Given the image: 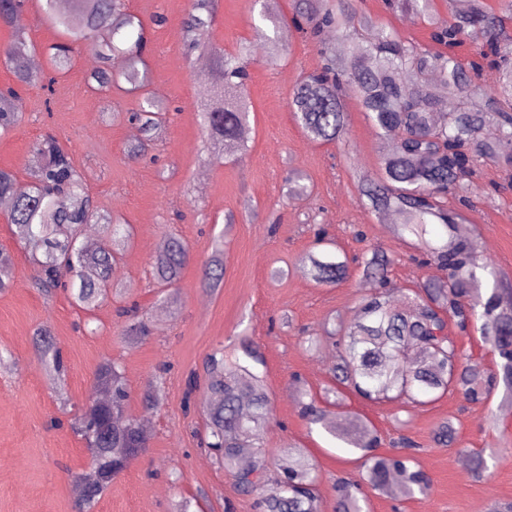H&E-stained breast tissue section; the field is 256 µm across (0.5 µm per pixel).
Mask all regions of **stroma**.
I'll list each match as a JSON object with an SVG mask.
<instances>
[{
  "mask_svg": "<svg viewBox=\"0 0 512 512\" xmlns=\"http://www.w3.org/2000/svg\"><path fill=\"white\" fill-rule=\"evenodd\" d=\"M191 6L192 0H126L127 10L145 27L148 93L168 111L145 156L134 162L126 157L134 142L129 114L137 98L94 92L85 50L75 53L52 91L19 88L24 119L0 136V169L23 180L33 143L45 132L55 133L98 207L132 229L117 272L119 294L87 311L64 290L48 294L37 288L32 261L12 234L9 211L0 208V249L14 262L11 286L0 292V512H74L73 488L87 471L90 454L72 424L90 401L95 371L106 359L123 366L126 412L148 422L150 445L113 481L96 512H174L183 499L190 512H258L256 496L239 493L205 449V386L188 385L190 375H203L216 347L232 352L243 337L262 354L257 371L272 400L273 418L259 431L261 445L304 449L318 474L320 512H335L334 487L341 478L357 476L359 453L303 419L297 392L323 400L333 384L335 354L324 339V325L334 318L352 322L373 283L354 264L339 285L315 283L302 270L303 256L315 248L313 228L324 225L332 252L340 255L352 258L376 247L393 252L394 291L416 288L438 274L436 266L414 260L413 240H397L392 225L361 194L357 171L378 173L389 145L356 95L346 99L348 133L336 142L308 138L290 111L289 90L320 64L316 41L291 23V0L268 2L282 20L283 52L275 63L257 60L248 67L251 109L244 151L233 156L213 150L199 112L217 86L212 69L200 67L205 53L187 46L184 21ZM356 13L402 41L432 45L427 22L388 11L384 0H357ZM21 18L39 68L47 70L45 50L63 36L43 13L41 0H28ZM259 20L252 0H216L209 39L225 52L244 53L254 43ZM292 169L304 175L309 196L287 198L285 179ZM505 176L492 163L479 170L481 192L466 213V236L503 280L512 282V189H503ZM173 233L191 251L174 287V306L164 302L153 265ZM217 235L224 238V286L211 293L201 288L200 276ZM133 302L153 326L152 335L138 341L122 336L116 315L118 306ZM285 316L291 326L282 325ZM41 327L50 330L67 366L62 380L45 372L34 349ZM312 337L317 347L309 346ZM164 363L170 370L157 405L145 409L143 396ZM505 403L499 393L471 403L455 390L424 406L374 403L346 391L329 417L339 424L345 412L361 414L376 428L384 452L400 436L411 437L416 461L431 479L425 496H371L370 512H488L492 504L512 502V455L493 453L512 443V413L503 412ZM443 422L455 430L453 447L434 441ZM461 448L487 451L484 479L457 468Z\"/></svg>",
  "mask_w": 512,
  "mask_h": 512,
  "instance_id": "obj_1",
  "label": "stroma"
}]
</instances>
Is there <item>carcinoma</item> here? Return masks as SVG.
<instances>
[{
    "instance_id": "carcinoma-1",
    "label": "carcinoma",
    "mask_w": 512,
    "mask_h": 512,
    "mask_svg": "<svg viewBox=\"0 0 512 512\" xmlns=\"http://www.w3.org/2000/svg\"><path fill=\"white\" fill-rule=\"evenodd\" d=\"M394 13L413 12L433 26L432 40L445 51L434 52L405 43L371 19L361 20L360 37L346 57L338 58L325 42V33L346 35L353 17L351 0H293L292 23L303 35L321 44L322 66L299 81L289 95V108L297 123L312 140L333 142L347 133L344 97L357 94L361 105L384 137L395 139L380 160L376 177L359 175L362 195L376 212L395 211L401 220L397 236L418 240L419 248L443 275L410 289L393 300L386 289L388 272L395 262L386 250L375 248L361 257L358 266L369 279L380 284L361 297L350 324L333 323L326 338L336 348L331 368L334 380L361 397L380 402L407 400L424 405V398L452 388L465 399H489L501 388L512 395V288H501L497 271L479 262L475 245L454 236L456 225L467 217L450 209L444 196L452 190L465 206L478 194L474 180L484 162L512 168V38L505 34L512 22V0H501L499 12H489L483 0H463L465 7L438 20L432 0H386ZM26 0H0V23L10 25L23 11ZM46 12L63 31L65 40L53 45L49 63L56 72L68 71L76 50L84 49L98 59L89 83L101 89L131 90L146 87V38L141 19L128 12L124 0H71V9L60 11L56 0H45ZM212 0H195L185 22L193 47L209 53L215 65V80L221 95L201 109L208 136L224 150L235 153L243 147L240 131L250 112L246 91L247 61L224 52L200 36L211 27ZM263 59L282 53L276 37L256 27ZM477 47L478 60L463 64L456 49L466 43ZM29 49L26 32L18 29L12 41L0 48V59L8 62ZM499 74L494 90L478 82L484 69ZM16 83L31 86L55 77L43 72L17 70ZM443 83L448 96L457 99L456 109L445 112L434 99L431 82ZM23 120L19 94L9 88L0 92V135L12 131ZM129 120L139 125L140 140L127 150L132 159L151 147L162 112L149 94H143ZM493 123L497 136H483ZM36 165L29 180L0 169V197L11 201L9 221L18 243L36 266L37 284L47 291L63 278L80 307L91 310L108 299L116 284V271L128 236L123 225L93 206L84 188L83 176L52 133L44 134L31 149ZM87 224H98L112 237V249L90 251L81 241ZM440 225L448 240L434 245L428 227ZM190 259V247L178 237H169L154 261L158 281L172 287ZM310 274L320 285L342 280L349 265L327 252L303 257ZM12 256L0 250V290L11 285ZM493 279L487 293L480 288L482 275ZM224 283L223 245L215 244L202 267L200 284L216 291ZM123 335L146 338L149 323L135 308L121 309ZM464 331L480 324L484 342L501 362L494 371L482 362L465 357L457 343L445 334L448 322ZM35 346L41 361L56 375L64 372L58 350L48 329L36 332ZM242 356H228L217 349L207 363L208 397L203 409L208 421V448L233 477L239 491L248 495L261 490L268 463L275 452L256 441V431L269 422L271 399L254 365L262 359L250 343L242 342ZM94 389L101 397L90 401L78 420L77 433L91 451V466L79 477L78 512L95 509L112 481L149 447L139 421L126 414L127 388L123 368L110 360L100 363ZM303 416L322 425L331 435L362 452L359 477L342 480L336 494V512H363L370 494H386L398 481L402 494L425 495L429 476L410 453L414 443L401 438L406 451L381 453L375 428L360 417L349 418L351 430L336 428L326 411L315 404L303 406ZM316 470L301 448H291L284 460L275 491L259 498L261 512H318Z\"/></svg>"
}]
</instances>
